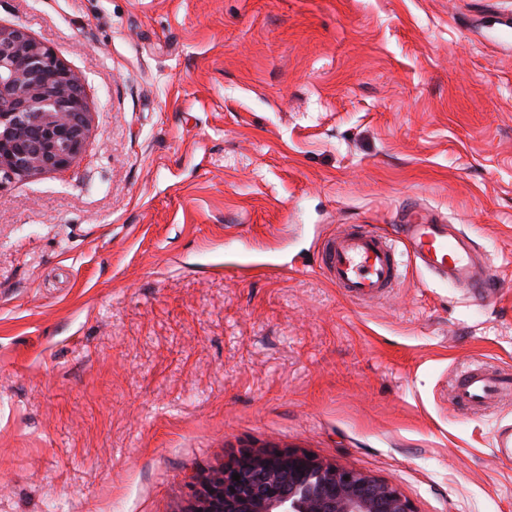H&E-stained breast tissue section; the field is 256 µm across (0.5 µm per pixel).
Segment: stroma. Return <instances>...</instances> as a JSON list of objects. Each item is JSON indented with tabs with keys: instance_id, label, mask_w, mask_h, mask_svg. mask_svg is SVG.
<instances>
[{
	"instance_id": "1",
	"label": "stroma",
	"mask_w": 512,
	"mask_h": 512,
	"mask_svg": "<svg viewBox=\"0 0 512 512\" xmlns=\"http://www.w3.org/2000/svg\"><path fill=\"white\" fill-rule=\"evenodd\" d=\"M512 0H0L84 82L73 167L0 201V512H182L190 475L294 450L414 512H512ZM417 205L491 298L399 254L383 297L319 266ZM512 393V374L474 363L456 380L451 398L473 409H487Z\"/></svg>"
}]
</instances>
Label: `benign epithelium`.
Wrapping results in <instances>:
<instances>
[{
  "label": "benign epithelium",
  "instance_id": "benign-epithelium-1",
  "mask_svg": "<svg viewBox=\"0 0 512 512\" xmlns=\"http://www.w3.org/2000/svg\"><path fill=\"white\" fill-rule=\"evenodd\" d=\"M90 124L80 77L24 30L0 26V199L75 163ZM188 489L185 512H413L396 487L296 451L245 450Z\"/></svg>",
  "mask_w": 512,
  "mask_h": 512
}]
</instances>
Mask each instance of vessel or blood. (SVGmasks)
Instances as JSON below:
<instances>
[{
	"label": "vessel or blood",
	"mask_w": 512,
	"mask_h": 512,
	"mask_svg": "<svg viewBox=\"0 0 512 512\" xmlns=\"http://www.w3.org/2000/svg\"><path fill=\"white\" fill-rule=\"evenodd\" d=\"M401 250L425 272L466 288L473 297L484 298L494 290L472 240L455 225L415 209L405 212L393 238L366 224L345 226L323 244L320 267L347 296L377 297L399 280L396 254ZM511 394L512 374L475 363L456 380L451 398L473 409H486Z\"/></svg>",
	"instance_id": "obj_1"
}]
</instances>
